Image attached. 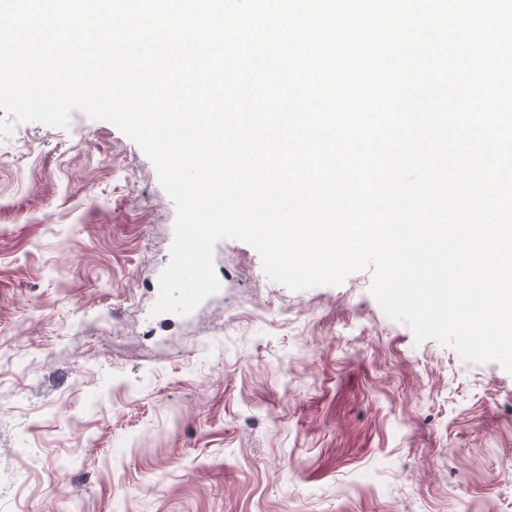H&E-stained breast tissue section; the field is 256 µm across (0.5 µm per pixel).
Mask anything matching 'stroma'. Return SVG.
Returning a JSON list of instances; mask_svg holds the SVG:
<instances>
[{
  "label": "stroma",
  "instance_id": "35a3bbf8",
  "mask_svg": "<svg viewBox=\"0 0 512 512\" xmlns=\"http://www.w3.org/2000/svg\"><path fill=\"white\" fill-rule=\"evenodd\" d=\"M174 219L109 122L0 140V512H512L511 373L236 240L152 316Z\"/></svg>",
  "mask_w": 512,
  "mask_h": 512
}]
</instances>
